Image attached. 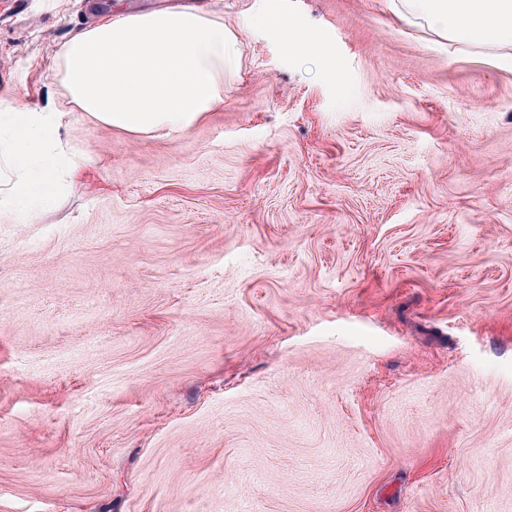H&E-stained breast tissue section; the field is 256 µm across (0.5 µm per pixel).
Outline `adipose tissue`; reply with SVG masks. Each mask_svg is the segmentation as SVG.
<instances>
[{
	"label": "adipose tissue",
	"instance_id": "obj_1",
	"mask_svg": "<svg viewBox=\"0 0 512 512\" xmlns=\"http://www.w3.org/2000/svg\"><path fill=\"white\" fill-rule=\"evenodd\" d=\"M392 11L463 44L512 49V0H388ZM64 81L82 111L129 132L175 133L224 102L236 59L222 21L191 9L119 15L62 48ZM61 113L27 106L0 113L8 203L24 212L57 202L66 145Z\"/></svg>",
	"mask_w": 512,
	"mask_h": 512
}]
</instances>
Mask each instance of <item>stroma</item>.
I'll return each mask as SVG.
<instances>
[{"label":"stroma","instance_id":"obj_1","mask_svg":"<svg viewBox=\"0 0 512 512\" xmlns=\"http://www.w3.org/2000/svg\"><path fill=\"white\" fill-rule=\"evenodd\" d=\"M86 0H0V512H512V66L385 0H196L237 39L171 134L71 102ZM285 19L323 55L298 64ZM61 118V113L39 112L28 106L0 113V153L3 148L12 210L49 209L56 204L58 182L64 175L61 159L67 155Z\"/></svg>","mask_w":512,"mask_h":512}]
</instances>
